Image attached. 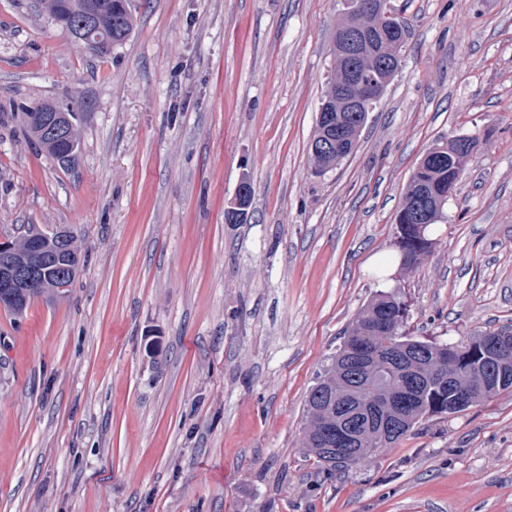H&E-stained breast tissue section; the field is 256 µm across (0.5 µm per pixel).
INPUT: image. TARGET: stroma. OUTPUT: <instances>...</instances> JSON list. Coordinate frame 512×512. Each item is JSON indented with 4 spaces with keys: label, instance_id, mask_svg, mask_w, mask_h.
Masks as SVG:
<instances>
[{
    "label": "stroma",
    "instance_id": "1",
    "mask_svg": "<svg viewBox=\"0 0 512 512\" xmlns=\"http://www.w3.org/2000/svg\"><path fill=\"white\" fill-rule=\"evenodd\" d=\"M392 3L403 67L318 177L341 0H136L100 56L39 0H0V239L64 226L85 258L65 297L0 307V512H512V392L339 470L304 440L307 393L377 294L419 339L512 328V0ZM73 95L64 169L18 107ZM455 135L476 152L404 268L395 216Z\"/></svg>",
    "mask_w": 512,
    "mask_h": 512
}]
</instances>
